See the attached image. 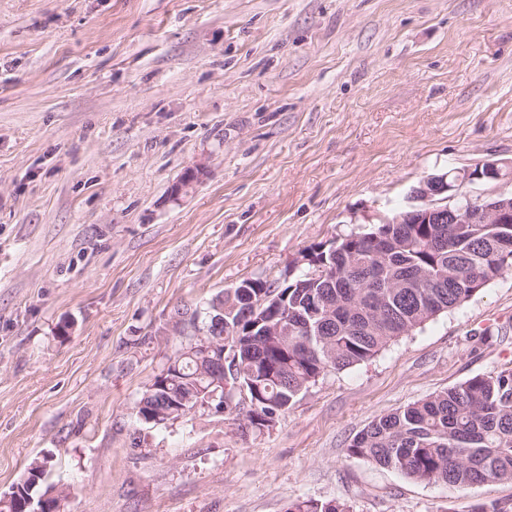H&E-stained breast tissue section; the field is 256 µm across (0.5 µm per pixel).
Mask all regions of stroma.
<instances>
[{
	"mask_svg": "<svg viewBox=\"0 0 512 512\" xmlns=\"http://www.w3.org/2000/svg\"><path fill=\"white\" fill-rule=\"evenodd\" d=\"M487 159L512 162V0H0V496L45 457L65 512L511 504L512 482H417L346 448L512 367V270L268 426L135 410L177 313L311 271ZM287 512H349V509L344 503L336 500L321 501L309 498L290 504Z\"/></svg>",
	"mask_w": 512,
	"mask_h": 512,
	"instance_id": "1",
	"label": "stroma"
}]
</instances>
